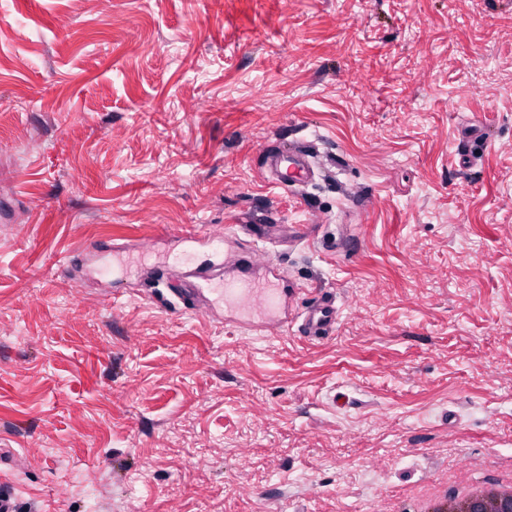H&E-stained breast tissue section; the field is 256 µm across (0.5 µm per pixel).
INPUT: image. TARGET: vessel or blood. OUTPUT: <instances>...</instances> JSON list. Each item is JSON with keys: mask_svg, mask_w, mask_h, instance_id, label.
<instances>
[{"mask_svg": "<svg viewBox=\"0 0 512 512\" xmlns=\"http://www.w3.org/2000/svg\"><path fill=\"white\" fill-rule=\"evenodd\" d=\"M262 158L263 173L277 187L291 190L306 186L313 180L305 144L285 149H266L262 152ZM271 235V225H257L252 229L251 240L242 249L237 261L225 267L224 275L215 288L218 301L224 304L225 321L256 332L263 319L276 316L294 328L296 335L307 340L318 341L329 336L336 327L340 313L335 296L323 294L314 297L307 306L298 307L302 287L284 283V269L263 248ZM181 237L185 241L209 247L223 240L231 243L238 240L237 232L225 228L206 235L191 228L182 231ZM171 294L186 307L205 298L203 289L190 280L179 281Z\"/></svg>", "mask_w": 512, "mask_h": 512, "instance_id": "1", "label": "vessel or blood"}]
</instances>
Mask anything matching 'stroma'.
I'll list each match as a JSON object with an SVG mask.
<instances>
[{"instance_id": "stroma-1", "label": "stroma", "mask_w": 512, "mask_h": 512, "mask_svg": "<svg viewBox=\"0 0 512 512\" xmlns=\"http://www.w3.org/2000/svg\"><path fill=\"white\" fill-rule=\"evenodd\" d=\"M512 0H0V486L18 512H413L512 476ZM487 139L458 151L466 127ZM304 142L313 185L264 181ZM268 242L320 341L83 245ZM78 273L60 270L65 257ZM180 237L187 242L197 244L199 246H213L215 242H238V234L236 231H229L226 227L224 229L213 230L207 235H200L194 228L184 230L180 233ZM170 292L186 308L194 306L204 299L208 300L203 288H200L198 283L190 280H180L175 288L170 289Z\"/></svg>"}]
</instances>
